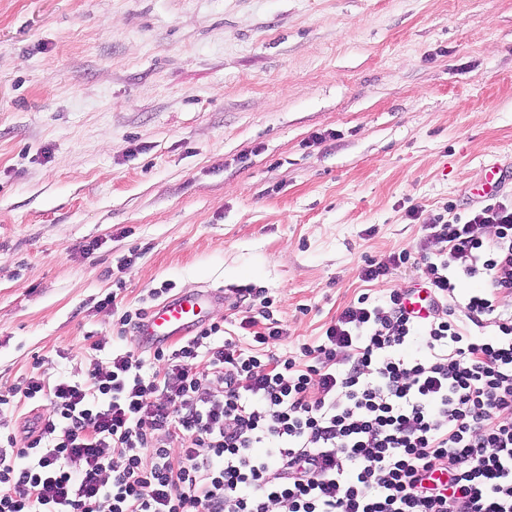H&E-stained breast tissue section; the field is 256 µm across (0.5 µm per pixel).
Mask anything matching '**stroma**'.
Wrapping results in <instances>:
<instances>
[{
	"mask_svg": "<svg viewBox=\"0 0 512 512\" xmlns=\"http://www.w3.org/2000/svg\"><path fill=\"white\" fill-rule=\"evenodd\" d=\"M512 169V0H0V389L82 379L100 301L263 289L318 345L447 261L428 225ZM411 258V253L403 250L398 254L390 256L387 261L376 262L375 260H368L366 268L363 269L362 277L367 281L376 280L379 276H384L388 273L390 265L400 267L401 265L408 264Z\"/></svg>",
	"mask_w": 512,
	"mask_h": 512,
	"instance_id": "obj_1",
	"label": "stroma"
}]
</instances>
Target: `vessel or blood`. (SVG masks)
Here are the masks:
<instances>
[{
    "mask_svg": "<svg viewBox=\"0 0 512 512\" xmlns=\"http://www.w3.org/2000/svg\"><path fill=\"white\" fill-rule=\"evenodd\" d=\"M228 295L220 288L202 287L192 294H179L154 307L142 321L138 342L153 348L174 336L190 335L206 322L214 304L224 302Z\"/></svg>",
    "mask_w": 512,
    "mask_h": 512,
    "instance_id": "1",
    "label": "vessel or blood"
}]
</instances>
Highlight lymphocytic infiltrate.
Returning a JSON list of instances; mask_svg holds the SVG:
<instances>
[{"instance_id":"f902f5d3","label":"lymphocytic infiltrate","mask_w":512,"mask_h":512,"mask_svg":"<svg viewBox=\"0 0 512 512\" xmlns=\"http://www.w3.org/2000/svg\"><path fill=\"white\" fill-rule=\"evenodd\" d=\"M431 235L452 261L420 258L426 318L405 291L363 295L323 344L276 356L264 307L241 322L247 348L214 322L172 349L113 351L81 381L1 390L0 512H512V314L496 305L512 293V202ZM459 273L483 291L457 299ZM24 399L47 412L21 434L5 419Z\"/></svg>"}]
</instances>
